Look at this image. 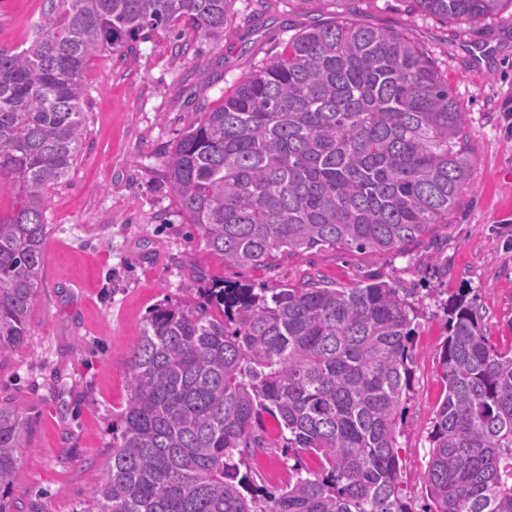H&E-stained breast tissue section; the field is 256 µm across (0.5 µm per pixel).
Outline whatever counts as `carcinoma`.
<instances>
[{
	"label": "carcinoma",
	"instance_id": "carcinoma-1",
	"mask_svg": "<svg viewBox=\"0 0 512 512\" xmlns=\"http://www.w3.org/2000/svg\"><path fill=\"white\" fill-rule=\"evenodd\" d=\"M441 21L479 22L512 0H406ZM43 25L0 47V358L27 344L45 265L48 191L83 145L82 74L159 29H224L228 0H46ZM466 112L448 76L393 29L314 24L224 95L165 160L215 256L261 266L325 247L375 255L452 223L475 174ZM156 307L128 363L112 456L81 512H412L398 436L411 391L415 293L352 288H186ZM445 396L430 432L424 512H512V346L489 343L474 299L441 302ZM273 418L313 455L277 492L249 460ZM31 421L0 398V512L22 477Z\"/></svg>",
	"mask_w": 512,
	"mask_h": 512
}]
</instances>
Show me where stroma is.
<instances>
[{
	"label": "stroma",
	"instance_id": "35a3bbf8",
	"mask_svg": "<svg viewBox=\"0 0 512 512\" xmlns=\"http://www.w3.org/2000/svg\"><path fill=\"white\" fill-rule=\"evenodd\" d=\"M353 15L419 44L448 73L466 110L477 170L454 224L400 250L372 256L340 248L278 256L240 268L214 256L171 190L164 160L179 137L295 34ZM44 0H0V45L18 47L43 23ZM86 130L67 181L48 195L46 263L26 346L0 361V397L28 407L33 430L13 490L22 512H75L112 452V421L128 398V361L150 311L200 287L248 283L337 287L379 278L416 289L413 386L398 439L401 479L413 512L428 504L429 433L445 396L438 354L446 338L441 300L466 291L490 344L512 345V9L480 23L447 24L403 0H230L218 36L189 27L94 58L83 75ZM264 451L251 475L279 490L293 457L265 418Z\"/></svg>",
	"mask_w": 512,
	"mask_h": 512
}]
</instances>
